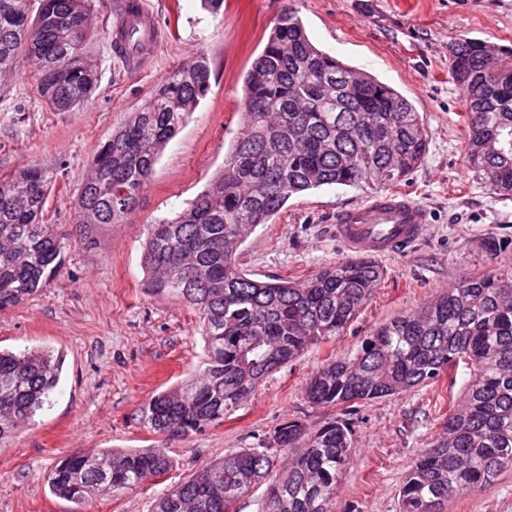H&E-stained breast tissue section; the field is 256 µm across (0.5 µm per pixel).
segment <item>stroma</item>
Listing matches in <instances>:
<instances>
[{"mask_svg":"<svg viewBox=\"0 0 512 512\" xmlns=\"http://www.w3.org/2000/svg\"><path fill=\"white\" fill-rule=\"evenodd\" d=\"M114 0H93L89 54L96 86L79 110H50L38 97L35 64L20 56L0 84V176L40 163L57 168L46 221L69 234L56 274L17 306L0 310V347L60 351L64 369L51 403L34 425L0 441V512H152L165 486L206 463L261 445L273 428L300 419L312 429L336 414L313 406L305 384L328 359L356 348L384 322L408 313L471 274L512 268V250L489 257L484 243L512 239V197L491 191L466 165L464 93L451 78V45L461 37L512 48V0H224L220 12L200 0H147L161 39L147 60L113 56ZM292 9L323 51L376 77L418 112L428 148L400 185L431 215L424 240L378 258L384 277L343 335L314 344L266 379L218 427L166 438L140 427L137 411L201 364L196 314L144 287L147 224L181 210L209 184L241 129L244 76L276 17ZM206 53L210 90L160 154L138 208L124 224L92 225L81 240L74 197L101 145L152 95L170 70ZM368 189L325 186L292 197L258 226L236 257L251 278L307 279L343 259L334 234L338 208L364 201ZM467 375L366 401L350 416L351 464L336 490L334 512H399V490L417 451L448 417V395ZM162 448L171 470L119 496L84 508L54 496L48 477L76 452ZM447 512H512V472L485 491L458 497Z\"/></svg>","mask_w":512,"mask_h":512,"instance_id":"obj_1","label":"stroma"}]
</instances>
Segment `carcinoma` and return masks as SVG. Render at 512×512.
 <instances>
[{
	"label": "carcinoma",
	"mask_w": 512,
	"mask_h": 512,
	"mask_svg": "<svg viewBox=\"0 0 512 512\" xmlns=\"http://www.w3.org/2000/svg\"><path fill=\"white\" fill-rule=\"evenodd\" d=\"M91 0H0V73L23 52L37 61L36 89L50 109L86 103L96 82L86 46ZM451 75L465 91L471 171L512 196V50L464 38L450 47ZM65 57L68 65L57 66ZM201 53L167 73L92 162L75 199L80 224H124L139 203L165 145L210 85ZM242 128L208 188L181 211L149 225L145 289L192 307L205 360L174 390L140 408L151 434L181 437L220 425L277 369L308 346L344 333L383 279L365 256L338 261L302 285L252 279L236 251L293 196L323 186L380 183L391 188L426 153L425 128L390 86L321 51L290 9L277 19L245 76ZM55 169L31 165L0 178V310L43 287L70 246L43 212ZM64 356L51 349L0 350V440L44 410ZM469 370L461 404L420 449L400 489V512H445L464 492L490 487L512 470V269L465 277L412 313L377 327L355 351L309 377L308 401L338 409L311 430L300 420L276 426L258 448H243L166 486L154 512H231L272 471L262 512H333L347 469L354 405L455 382ZM289 461L279 466V457ZM163 448L73 452L48 479L57 497L81 505L98 492L117 495L165 475Z\"/></svg>",
	"instance_id": "cac0c4a2"
}]
</instances>
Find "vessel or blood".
<instances>
[{
	"label": "vessel or blood",
	"mask_w": 512,
	"mask_h": 512,
	"mask_svg": "<svg viewBox=\"0 0 512 512\" xmlns=\"http://www.w3.org/2000/svg\"><path fill=\"white\" fill-rule=\"evenodd\" d=\"M137 28L142 34L139 46H131L125 33ZM161 37L153 12L145 0H116L112 22V52L118 57L146 58ZM430 214L406 193L390 190L372 195L366 201L339 209L336 235L347 252L383 257L424 237Z\"/></svg>",
	"instance_id": "b4317fda"
}]
</instances>
